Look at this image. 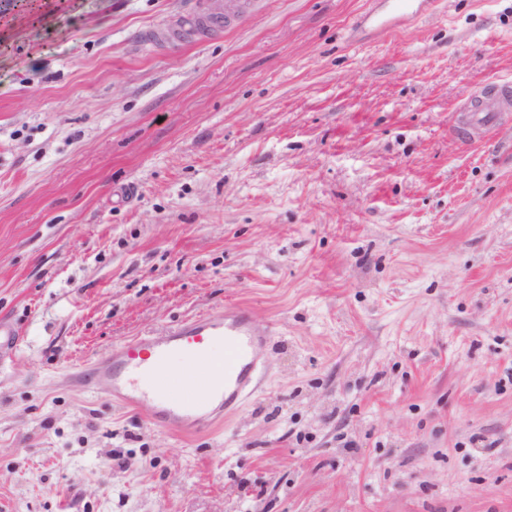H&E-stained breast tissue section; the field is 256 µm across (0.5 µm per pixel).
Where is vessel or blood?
Here are the masks:
<instances>
[{"label": "vessel or blood", "mask_w": 512, "mask_h": 512, "mask_svg": "<svg viewBox=\"0 0 512 512\" xmlns=\"http://www.w3.org/2000/svg\"><path fill=\"white\" fill-rule=\"evenodd\" d=\"M269 330L230 306L126 342L94 365L112 397L149 405L153 422L178 432L212 427L257 391L258 349Z\"/></svg>", "instance_id": "b4317fda"}]
</instances>
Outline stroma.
<instances>
[{"label":"stroma","mask_w":512,"mask_h":512,"mask_svg":"<svg viewBox=\"0 0 512 512\" xmlns=\"http://www.w3.org/2000/svg\"><path fill=\"white\" fill-rule=\"evenodd\" d=\"M0 0V512H512V0ZM227 304L262 391L88 387ZM240 2H242V0H224V16L221 13L220 4L216 3L214 12L210 13V16L204 23V32L209 33L220 31L224 25V20L216 17L223 16L224 19H230V15L236 13L240 9Z\"/></svg>","instance_id":"stroma-1"}]
</instances>
